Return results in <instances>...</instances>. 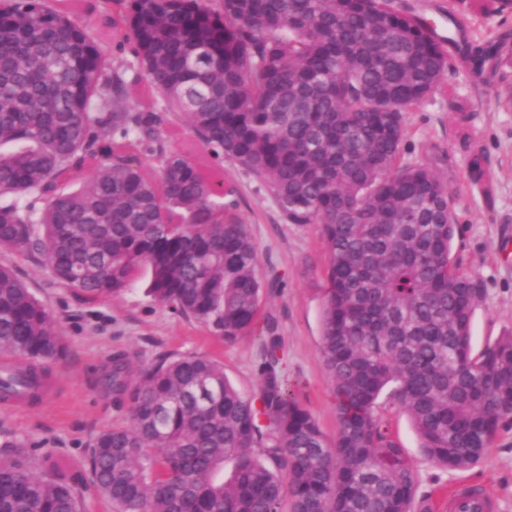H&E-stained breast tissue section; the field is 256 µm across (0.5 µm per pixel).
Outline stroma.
Here are the masks:
<instances>
[{
    "label": "stroma",
    "mask_w": 512,
    "mask_h": 512,
    "mask_svg": "<svg viewBox=\"0 0 512 512\" xmlns=\"http://www.w3.org/2000/svg\"><path fill=\"white\" fill-rule=\"evenodd\" d=\"M446 83L447 90L407 113L401 160L429 166L454 193L461 269L479 281L485 295L472 322V349L478 354L512 329V253L503 246L504 238L512 237V112L497 109L464 70H448ZM452 94L466 101V111H449ZM224 182L234 189V212L257 246L261 314L278 323L288 382L326 443H333L335 399L320 352L325 265L320 227L286 221L266 189L237 164L225 163ZM1 262L11 264L26 288L48 305L69 349L65 360L50 366L57 397L25 409L0 405L1 456L5 443L18 440L36 444L38 454L84 463L90 439L126 421L125 410L114 405L100 383L117 352L130 353L138 365L204 355L223 364L225 376L242 395L257 394L255 366L263 352L259 336L224 343L155 302L146 293V277L121 295L78 304L38 263L4 247ZM380 412L415 468L416 503L427 500L435 512H446L449 494L468 483L494 501V512H512V421L501 424L476 463L451 470L422 455L402 410L386 400Z\"/></svg>",
    "instance_id": "1"
}]
</instances>
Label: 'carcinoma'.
<instances>
[{
    "mask_svg": "<svg viewBox=\"0 0 512 512\" xmlns=\"http://www.w3.org/2000/svg\"><path fill=\"white\" fill-rule=\"evenodd\" d=\"M96 16L81 25L72 15ZM475 12L448 0V22ZM132 41L112 65L108 46ZM501 74L486 31L441 37L392 0H0V247L47 267L80 303L148 273L147 293L226 343L261 329L256 396L202 355L102 383L128 424L89 444L90 482L20 450L0 457V512H413L414 467L379 414L405 412L446 469L480 459L512 417V329L472 355L479 281L453 255L455 198L404 164L406 113L450 63ZM189 129L193 137L169 144ZM260 182L326 251L321 356L338 432L325 445L260 319L257 247L224 197V162ZM94 174L86 176L88 168ZM0 354L21 387L64 359L48 308L0 264Z\"/></svg>",
    "mask_w": 512,
    "mask_h": 512,
    "instance_id": "1",
    "label": "carcinoma"
}]
</instances>
